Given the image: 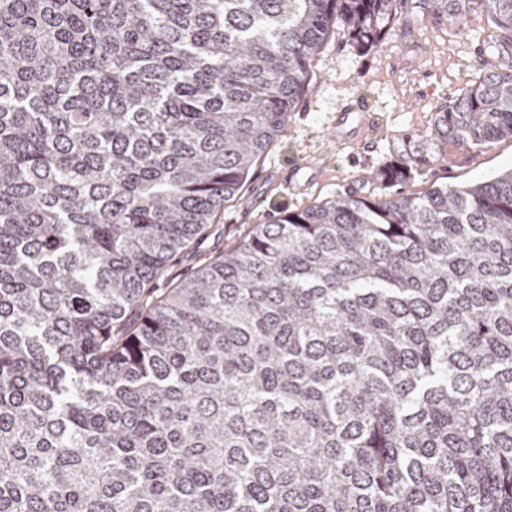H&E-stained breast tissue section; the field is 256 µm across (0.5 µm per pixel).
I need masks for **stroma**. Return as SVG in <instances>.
I'll return each instance as SVG.
<instances>
[{"instance_id":"stroma-1","label":"stroma","mask_w":512,"mask_h":512,"mask_svg":"<svg viewBox=\"0 0 512 512\" xmlns=\"http://www.w3.org/2000/svg\"><path fill=\"white\" fill-rule=\"evenodd\" d=\"M486 25L475 12L455 27L428 0H398L375 50L360 52L347 33L334 30L313 62L310 94L251 170L241 199L225 203L224 231L206 238L202 250L218 254L243 229L348 194L395 198L511 169L510 138L472 146L431 134L440 108L481 72L512 69V57L487 43ZM351 93L368 111L350 116L341 140H332L330 124ZM288 169L295 172L292 189L280 182Z\"/></svg>"}]
</instances>
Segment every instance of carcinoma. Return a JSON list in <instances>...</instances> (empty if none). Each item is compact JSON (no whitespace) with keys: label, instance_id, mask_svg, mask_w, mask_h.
Returning a JSON list of instances; mask_svg holds the SVG:
<instances>
[{"label":"carcinoma","instance_id":"obj_1","mask_svg":"<svg viewBox=\"0 0 512 512\" xmlns=\"http://www.w3.org/2000/svg\"><path fill=\"white\" fill-rule=\"evenodd\" d=\"M396 2L0 0V512H512V169L153 288ZM429 2L512 56V0ZM434 134L512 138V71Z\"/></svg>","mask_w":512,"mask_h":512}]
</instances>
